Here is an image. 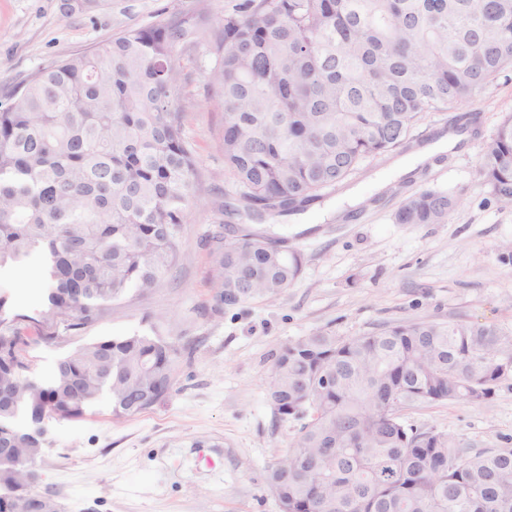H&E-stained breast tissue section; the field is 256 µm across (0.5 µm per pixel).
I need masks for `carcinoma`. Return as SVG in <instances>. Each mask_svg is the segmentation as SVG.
Masks as SVG:
<instances>
[{
    "label": "carcinoma",
    "mask_w": 512,
    "mask_h": 512,
    "mask_svg": "<svg viewBox=\"0 0 512 512\" xmlns=\"http://www.w3.org/2000/svg\"><path fill=\"white\" fill-rule=\"evenodd\" d=\"M196 23L130 28L17 85L0 105V268L45 263L44 307L4 318L0 446L27 420L80 418L101 398L121 419L174 385L179 347L134 334L77 347L52 377L26 381L18 324L55 336L94 324L133 291L152 293L179 250L193 197L192 152L170 96ZM210 76L224 107V163L252 219L304 211L366 160L406 148L428 112L472 103L512 71V0H246L224 14ZM481 184L512 204V113L485 143ZM448 194L403 199L398 224H445ZM213 236L217 302L281 295L301 257L228 226ZM512 332L478 320H422L341 338L301 336L276 356L269 399L303 420L267 470L292 512H512V448L470 455L400 420L414 405L490 401L509 377ZM27 464L0 466V512Z\"/></svg>",
    "instance_id": "obj_1"
}]
</instances>
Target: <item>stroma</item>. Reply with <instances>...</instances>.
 <instances>
[{"label":"stroma","mask_w":512,"mask_h":512,"mask_svg":"<svg viewBox=\"0 0 512 512\" xmlns=\"http://www.w3.org/2000/svg\"><path fill=\"white\" fill-rule=\"evenodd\" d=\"M244 0H99L64 14L61 0H0V102L20 82L130 28L197 20L176 57L185 82L171 93L196 178L178 256L148 298L52 339L25 330L31 376L46 380L77 346L157 334L180 355L170 395L150 410L113 418L100 400L79 419L45 424L40 490L61 512H279L266 469L294 441L298 420L268 399L274 356L319 330L347 338L418 320H479L512 331V207L481 186L478 164L503 113L512 72L464 111L427 113L416 147L365 161L347 185L300 214L251 220L224 166V109L210 82L220 21ZM436 189L458 199L444 224H399L402 199ZM233 222L286 239L302 256L282 295L237 307L217 304L210 238ZM47 283L34 255L0 274L9 311L34 315ZM405 425L455 438L468 453L512 448V379L485 404L445 401L403 410Z\"/></svg>","instance_id":"35a3bbf8"}]
</instances>
